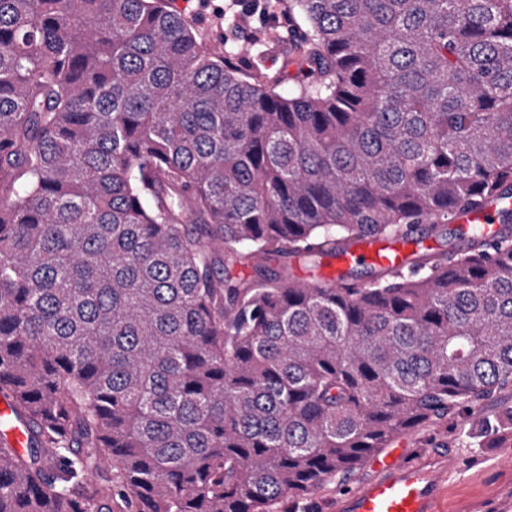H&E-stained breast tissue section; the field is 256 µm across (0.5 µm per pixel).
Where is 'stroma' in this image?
I'll list each match as a JSON object with an SVG mask.
<instances>
[{
	"instance_id": "1",
	"label": "stroma",
	"mask_w": 512,
	"mask_h": 512,
	"mask_svg": "<svg viewBox=\"0 0 512 512\" xmlns=\"http://www.w3.org/2000/svg\"><path fill=\"white\" fill-rule=\"evenodd\" d=\"M172 9L190 20L208 45L234 54L243 69H260L269 75L296 73L300 62L288 44L286 28L266 20L264 36L247 41L231 0H171ZM512 405V388L497 392L479 407L450 418L447 423L402 434L377 454V459L397 465H426L444 457L457 466L444 481L437 512H512V428L498 427L502 409ZM495 427L491 441L477 438L478 425ZM376 471L364 461L350 475L325 483L303 502V512H336L339 492L371 480Z\"/></svg>"
}]
</instances>
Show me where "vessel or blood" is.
I'll return each instance as SVG.
<instances>
[{
    "mask_svg": "<svg viewBox=\"0 0 512 512\" xmlns=\"http://www.w3.org/2000/svg\"><path fill=\"white\" fill-rule=\"evenodd\" d=\"M496 208L495 201L485 200L478 206L459 209L450 220L458 224L484 225L486 240L492 244L497 239ZM406 261L407 253L401 245L384 247L369 239L359 242L340 258L344 266L380 264L396 269L404 268ZM448 468L444 460L427 470L377 462V477L341 494L336 500V512H436Z\"/></svg>",
    "mask_w": 512,
    "mask_h": 512,
    "instance_id": "obj_1",
    "label": "vessel or blood"
}]
</instances>
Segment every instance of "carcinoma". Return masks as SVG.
Listing matches in <instances>:
<instances>
[{
    "instance_id": "cac0c4a2",
    "label": "carcinoma",
    "mask_w": 512,
    "mask_h": 512,
    "mask_svg": "<svg viewBox=\"0 0 512 512\" xmlns=\"http://www.w3.org/2000/svg\"><path fill=\"white\" fill-rule=\"evenodd\" d=\"M288 28L285 87L166 0H0V512H295L512 384V0ZM481 198L492 248L444 228ZM417 224L466 245L338 288L268 265Z\"/></svg>"
}]
</instances>
